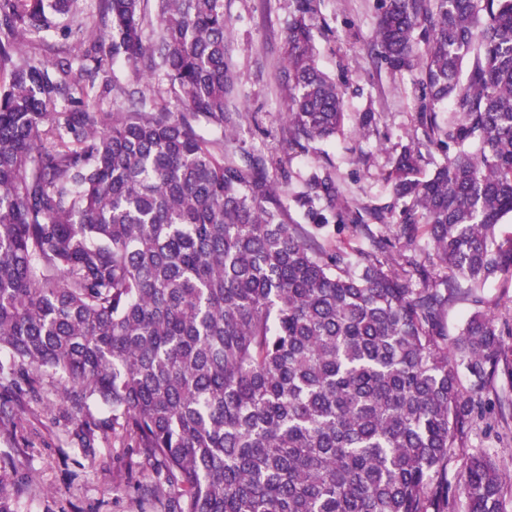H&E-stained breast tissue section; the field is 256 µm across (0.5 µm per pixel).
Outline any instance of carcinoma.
Segmentation results:
<instances>
[{
	"instance_id": "obj_1",
	"label": "carcinoma",
	"mask_w": 512,
	"mask_h": 512,
	"mask_svg": "<svg viewBox=\"0 0 512 512\" xmlns=\"http://www.w3.org/2000/svg\"><path fill=\"white\" fill-rule=\"evenodd\" d=\"M80 2L0 0V380L16 411L64 412L78 448L123 417L165 472L144 488L165 512H506L512 472L468 439L512 371L481 296L512 278L496 236L512 216V0H383L375 56L417 72L426 100L389 173L397 224L345 223L331 167L297 198L309 223L288 221V181L227 138L242 113L224 0ZM296 2L278 82L304 149L345 112L317 62V0ZM55 16L74 43L20 54ZM119 58L161 75L179 111L120 86ZM115 90L131 111L100 108ZM460 301L476 309L452 336Z\"/></svg>"
}]
</instances>
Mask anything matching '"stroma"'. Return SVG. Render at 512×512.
<instances>
[{
  "label": "stroma",
  "instance_id": "stroma-1",
  "mask_svg": "<svg viewBox=\"0 0 512 512\" xmlns=\"http://www.w3.org/2000/svg\"><path fill=\"white\" fill-rule=\"evenodd\" d=\"M291 9L292 0H224L229 109L243 115L234 145L284 162L288 193L282 204L293 223L306 221L294 195L304 191L311 172L329 166L336 169L341 197L363 221L380 212L395 222L403 203L388 174L394 149L407 144L414 129L419 92L412 73L391 72L374 58L380 0H319L315 23L324 33L316 38L318 64L339 83L345 117L335 139L304 150L288 144L281 118L287 102L275 82ZM368 112L374 115L369 124ZM483 296L495 303L501 340L511 349L512 279L488 281ZM0 457L13 464L14 512H163L138 488L144 480L163 479L161 470L144 471L142 455L118 434L96 448L70 447L63 414L46 412L42 404L31 403L14 424L0 428Z\"/></svg>",
  "mask_w": 512,
  "mask_h": 512
}]
</instances>
